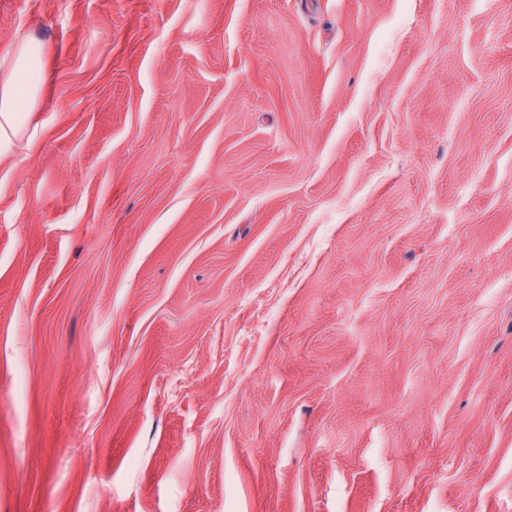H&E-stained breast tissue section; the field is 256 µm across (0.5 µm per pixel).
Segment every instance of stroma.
Wrapping results in <instances>:
<instances>
[{"label":"stroma","instance_id":"obj_1","mask_svg":"<svg viewBox=\"0 0 512 512\" xmlns=\"http://www.w3.org/2000/svg\"><path fill=\"white\" fill-rule=\"evenodd\" d=\"M0 512H512V0H0ZM7 75L0 80V158L22 136L29 120L28 104L46 84L48 65L43 46L22 41L13 51Z\"/></svg>","mask_w":512,"mask_h":512}]
</instances>
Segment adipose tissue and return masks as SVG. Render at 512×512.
<instances>
[{
  "mask_svg": "<svg viewBox=\"0 0 512 512\" xmlns=\"http://www.w3.org/2000/svg\"><path fill=\"white\" fill-rule=\"evenodd\" d=\"M48 79V65L39 42L22 41L14 50L11 66L0 79V155L6 153L27 129L28 105Z\"/></svg>",
  "mask_w": 512,
  "mask_h": 512,
  "instance_id": "obj_1",
  "label": "adipose tissue"
}]
</instances>
